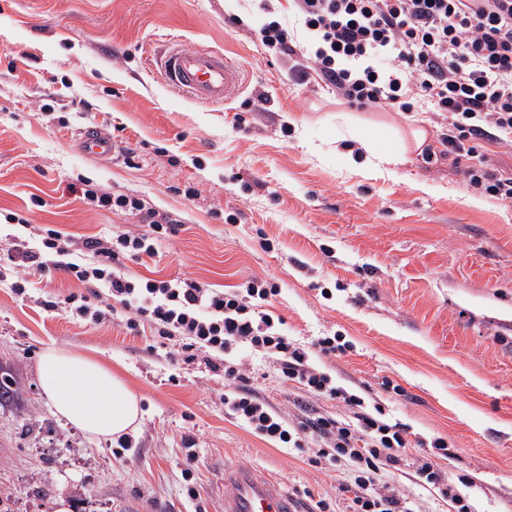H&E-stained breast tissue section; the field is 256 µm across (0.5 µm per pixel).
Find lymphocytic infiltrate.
I'll return each instance as SVG.
<instances>
[{"mask_svg":"<svg viewBox=\"0 0 512 512\" xmlns=\"http://www.w3.org/2000/svg\"><path fill=\"white\" fill-rule=\"evenodd\" d=\"M308 38L295 54L291 36L279 17L258 30L267 52L295 56L294 78L316 72L339 98L357 109L387 107L412 112L417 102L442 117L448 131L440 143L452 162L473 160L464 175L473 188L512 201V170L493 167L475 143L512 147V0H293ZM91 204L116 214L141 217L148 232L114 238L88 237L72 246L59 230L48 228L34 251H22L23 277L13 288L25 294L29 279L62 270L90 285V295L70 294L46 306L100 322L122 315L127 329L149 327L157 336H182L192 348L208 353L212 370H223L232 389L224 396L230 415L252 433L307 455L312 466L336 465L348 474L342 492L349 512H413L402 493L385 480L411 447L410 427L391 422L381 405L333 381L319 369V358L350 351L343 336H322L305 349L288 338L281 317L269 309L276 285L252 278L228 291L207 288L189 278L158 280L126 272L121 259L152 255L155 240L173 232L174 220L146 207L138 196L91 187ZM248 346L275 363L283 381L343 403L353 413L342 421L316 415L296 424L273 412L248 386L249 379L231 363ZM436 457L417 458L414 477L438 490L454 512H469L464 497L437 464L451 457L441 437L430 442Z\"/></svg>","mask_w":512,"mask_h":512,"instance_id":"f902f5d3","label":"lymphocytic infiltrate"}]
</instances>
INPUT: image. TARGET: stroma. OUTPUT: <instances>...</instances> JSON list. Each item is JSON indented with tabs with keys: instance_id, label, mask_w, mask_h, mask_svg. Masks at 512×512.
Returning a JSON list of instances; mask_svg holds the SVG:
<instances>
[{
	"instance_id": "obj_1",
	"label": "stroma",
	"mask_w": 512,
	"mask_h": 512,
	"mask_svg": "<svg viewBox=\"0 0 512 512\" xmlns=\"http://www.w3.org/2000/svg\"><path fill=\"white\" fill-rule=\"evenodd\" d=\"M264 21L258 0H0V238L32 241L45 226L76 241L138 234L139 217L90 204L85 183L138 195L177 225L154 255L124 259L125 269L219 291L254 276L275 283L270 310L290 339L352 343L346 356L319 360L323 371L368 390L390 421L447 440L455 457L441 466L473 512H512V202L478 192L447 159L423 161L411 132L423 129L437 146L445 127L433 114L361 111L316 73L295 81L291 59L271 58L258 40ZM172 38L237 62V94L212 107L168 89L156 58ZM91 125L117 143L111 163L75 151L76 132ZM351 127L399 146L395 175L346 165V153L367 158L346 139ZM8 213L28 227L6 223ZM5 275L0 366L21 400L0 408V512H224L228 464L345 512L344 469L314 468L229 415L230 386L204 353L176 361L181 338L45 308L86 293L64 271L33 279L22 295L15 270ZM50 347L101 359L136 393L143 417L127 442L89 437L55 413L40 387ZM235 361L293 422L350 417L283 381L249 347ZM386 380L402 395L386 392ZM422 454L407 449L385 479L418 512H450L413 479Z\"/></svg>"
}]
</instances>
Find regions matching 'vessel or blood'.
Masks as SVG:
<instances>
[{
  "instance_id": "1",
  "label": "vessel or blood",
  "mask_w": 512,
  "mask_h": 512,
  "mask_svg": "<svg viewBox=\"0 0 512 512\" xmlns=\"http://www.w3.org/2000/svg\"><path fill=\"white\" fill-rule=\"evenodd\" d=\"M163 82L178 95L200 104L227 103L243 81L241 67L224 54L209 49L187 50L168 46L160 61ZM83 154L110 158L115 150L112 136L95 126L83 130ZM224 512H304L301 502L286 491L281 481L247 467L224 471Z\"/></svg>"
}]
</instances>
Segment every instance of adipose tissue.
I'll return each instance as SVG.
<instances>
[{"label": "adipose tissue", "instance_id": "obj_1", "mask_svg": "<svg viewBox=\"0 0 512 512\" xmlns=\"http://www.w3.org/2000/svg\"><path fill=\"white\" fill-rule=\"evenodd\" d=\"M40 385L56 413L91 437L125 436L142 418L139 399L126 382L90 356L46 349Z\"/></svg>", "mask_w": 512, "mask_h": 512}]
</instances>
